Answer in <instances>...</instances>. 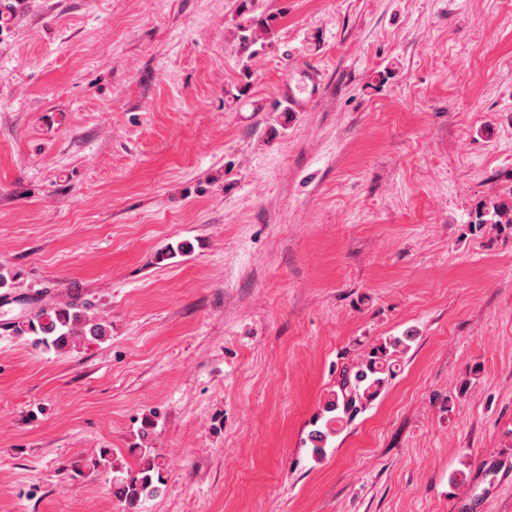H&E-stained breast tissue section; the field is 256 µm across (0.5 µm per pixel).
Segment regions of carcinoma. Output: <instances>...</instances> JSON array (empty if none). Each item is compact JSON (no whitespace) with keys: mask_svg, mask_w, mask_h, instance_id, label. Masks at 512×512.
<instances>
[{"mask_svg":"<svg viewBox=\"0 0 512 512\" xmlns=\"http://www.w3.org/2000/svg\"><path fill=\"white\" fill-rule=\"evenodd\" d=\"M21 332L34 336V347L62 353L85 340H105L111 335L112 326L104 318L88 314L87 308L69 302L30 313L22 322ZM410 340L408 335L390 338L374 346L366 356L342 366L307 435L314 458L324 457L328 438L343 431L381 394L396 374L398 354L407 349ZM129 452L138 456L139 465L134 472L112 461L106 448L100 449L93 466L111 470L113 496L125 505L126 512H138L142 500L160 493L165 479L153 449L131 448Z\"/></svg>","mask_w":512,"mask_h":512,"instance_id":"obj_1","label":"carcinoma"}]
</instances>
